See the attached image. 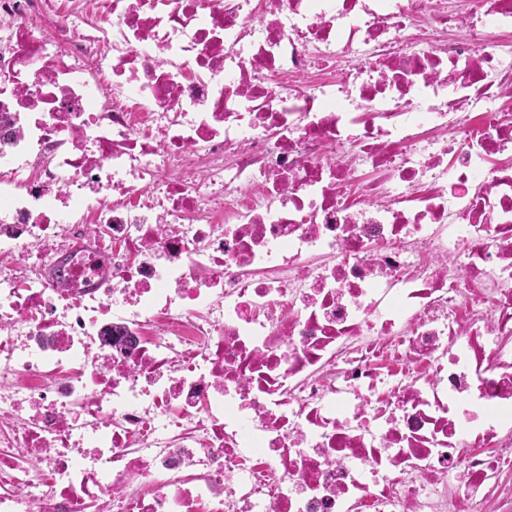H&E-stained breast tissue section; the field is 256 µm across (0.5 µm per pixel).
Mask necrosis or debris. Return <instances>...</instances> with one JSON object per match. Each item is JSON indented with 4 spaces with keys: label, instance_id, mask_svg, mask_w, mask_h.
Segmentation results:
<instances>
[{
    "label": "necrosis or debris",
    "instance_id": "necrosis-or-debris-1",
    "mask_svg": "<svg viewBox=\"0 0 512 512\" xmlns=\"http://www.w3.org/2000/svg\"><path fill=\"white\" fill-rule=\"evenodd\" d=\"M0 29V512H512V0Z\"/></svg>",
    "mask_w": 512,
    "mask_h": 512
}]
</instances>
